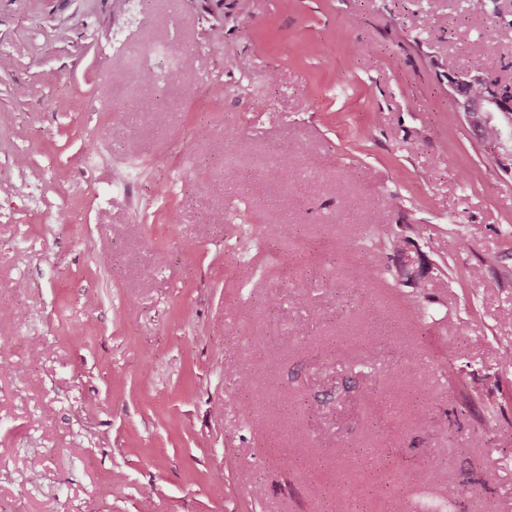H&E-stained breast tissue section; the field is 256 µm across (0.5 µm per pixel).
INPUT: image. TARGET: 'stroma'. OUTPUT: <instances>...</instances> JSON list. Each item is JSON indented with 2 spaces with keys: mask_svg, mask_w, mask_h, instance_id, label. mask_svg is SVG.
Masks as SVG:
<instances>
[{
  "mask_svg": "<svg viewBox=\"0 0 512 512\" xmlns=\"http://www.w3.org/2000/svg\"><path fill=\"white\" fill-rule=\"evenodd\" d=\"M490 10L0 0V512H512V168L448 88L479 41L512 89Z\"/></svg>",
  "mask_w": 512,
  "mask_h": 512,
  "instance_id": "1",
  "label": "stroma"
}]
</instances>
